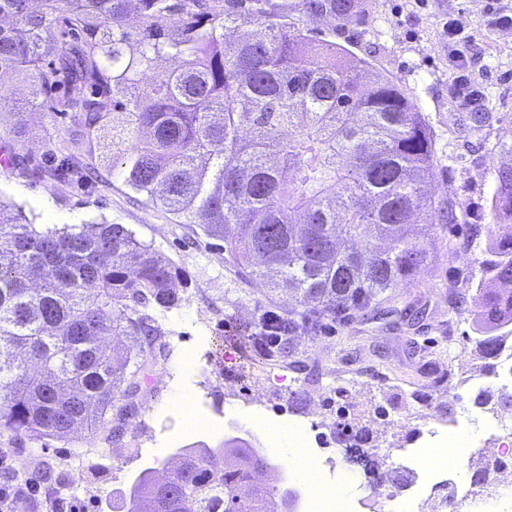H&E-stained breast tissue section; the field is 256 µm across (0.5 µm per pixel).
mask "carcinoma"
Returning <instances> with one entry per match:
<instances>
[{
    "mask_svg": "<svg viewBox=\"0 0 512 512\" xmlns=\"http://www.w3.org/2000/svg\"><path fill=\"white\" fill-rule=\"evenodd\" d=\"M0 0L4 78L20 77L50 115L73 113L81 135L61 140L47 172L99 177L84 164L93 135L112 129L107 167L186 226L224 242V260L272 296L253 343L282 338L271 357L298 356L302 338L388 301L433 261L430 232L456 224L451 198L433 201L430 126L393 79L340 44L275 20L270 0ZM363 0H301L309 17L343 22ZM162 53L178 68L153 73ZM489 212L512 224V166L494 170ZM474 295L449 277L448 302H472L483 358L512 326V237L489 240ZM182 274L123 224L40 229L0 201V437L17 448H91L123 437L167 344L153 310L180 306ZM372 480L394 482L362 451ZM161 480L146 467L110 512H283V471L247 439L177 450ZM274 475L252 482L256 464ZM50 495L61 471L27 477Z\"/></svg>",
    "mask_w": 512,
    "mask_h": 512,
    "instance_id": "1",
    "label": "carcinoma"
}]
</instances>
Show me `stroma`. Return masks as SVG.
Listing matches in <instances>:
<instances>
[{"instance_id":"stroma-1","label":"stroma","mask_w":512,"mask_h":512,"mask_svg":"<svg viewBox=\"0 0 512 512\" xmlns=\"http://www.w3.org/2000/svg\"><path fill=\"white\" fill-rule=\"evenodd\" d=\"M486 4L427 0L418 6L413 0H366L363 14L342 24L329 16L310 18L289 11V23L345 46L407 89L435 143L438 172L428 193L438 201L454 195L459 214L450 235L454 253L441 256L419 279L395 288L390 314L357 316L335 333L304 340L305 356L294 366L225 345V336H243L266 295L259 284L225 263L222 242L178 226L171 215L125 186L120 174L98 183L59 182L43 175L61 136L74 125L27 104L24 85L9 88L16 109L0 114V144L9 143V130L18 124L26 126L29 136L18 148L19 161L0 164V201L21 208L41 227L102 220L125 225L170 257L185 281L179 289L180 308L160 321L168 357L156 370L152 390L123 440L111 448H89L77 439L64 448L54 443L43 449L42 455L63 472L67 502L82 505L84 512H104L112 496L143 468L193 442L214 446L234 434L259 438L289 486L300 491L299 512H316L308 485L261 426L308 423L318 406L332 416L340 411L374 415L370 444L410 483L426 468L420 429L428 425L445 439L469 438L471 450L455 473L458 484L473 489L475 456H498L475 427L484 412L477 397L499 393L500 386L475 351L472 313L449 309L446 285L457 269L474 280L481 275L487 239L471 238L469 223L472 213L488 208L494 168L507 143L503 131L512 127V31L486 28ZM450 15L472 37V64L485 92L482 109L491 115L483 124L471 121L452 94L448 42L442 34V23ZM298 390L307 394L308 406L292 403L291 395ZM180 391L191 393L192 410L202 427L182 429L179 412L170 405ZM378 407L385 410L379 417L374 414Z\"/></svg>"}]
</instances>
